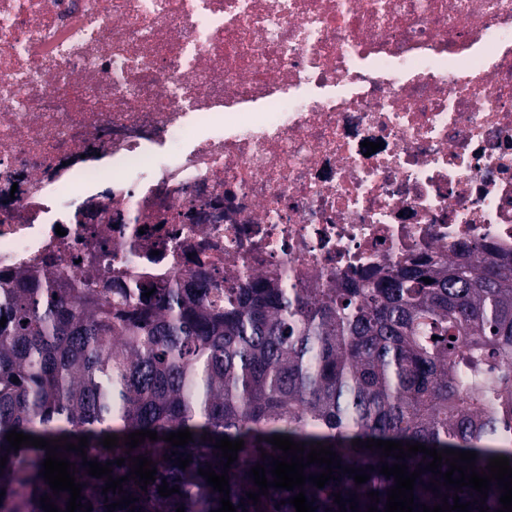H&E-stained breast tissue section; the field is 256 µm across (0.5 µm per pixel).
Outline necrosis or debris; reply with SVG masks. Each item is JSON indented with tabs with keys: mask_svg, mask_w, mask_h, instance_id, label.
<instances>
[{
	"mask_svg": "<svg viewBox=\"0 0 512 512\" xmlns=\"http://www.w3.org/2000/svg\"><path fill=\"white\" fill-rule=\"evenodd\" d=\"M462 243L512 256V0H0V275L327 288Z\"/></svg>",
	"mask_w": 512,
	"mask_h": 512,
	"instance_id": "obj_1",
	"label": "necrosis or debris"
}]
</instances>
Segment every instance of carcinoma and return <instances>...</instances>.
Instances as JSON below:
<instances>
[{"instance_id":"cac0c4a2","label":"carcinoma","mask_w":512,"mask_h":512,"mask_svg":"<svg viewBox=\"0 0 512 512\" xmlns=\"http://www.w3.org/2000/svg\"><path fill=\"white\" fill-rule=\"evenodd\" d=\"M473 252L463 244L296 292L277 279L226 288L190 276L145 297L147 289L120 276L100 288L93 273L81 288L60 287L47 268L0 276V458L7 457L0 512H44V495L64 510L70 498L53 494L40 475L47 450H8L11 430L74 444L86 436L87 460L112 462L115 478L129 473L130 456L152 460L157 474L147 490L133 479L123 484L139 498L136 510L114 512H214L221 494L198 474L209 464L228 473L237 512H295L280 501L302 490L316 512H339L334 492L357 495L367 512L366 493L377 491L382 512L395 482L379 473L381 462L396 459L360 449L356 439L474 451L478 472L493 457L512 463V260ZM186 428L193 442L164 441ZM141 429L158 439L124 444ZM113 434L119 442L109 450L103 439ZM274 435L307 452L331 445L342 466L374 470L360 485L344 474L322 488L270 487L254 505L246 496L258 491L250 469L266 464L271 481L272 457L283 455L268 442ZM225 436L244 440L226 471L214 448ZM181 453L192 458L184 469ZM62 456L75 464L81 503L92 512L121 499L102 494L107 478L88 475L81 453ZM432 477L416 479L414 502L441 503L425 490ZM164 481L179 492L160 496Z\"/></svg>"}]
</instances>
